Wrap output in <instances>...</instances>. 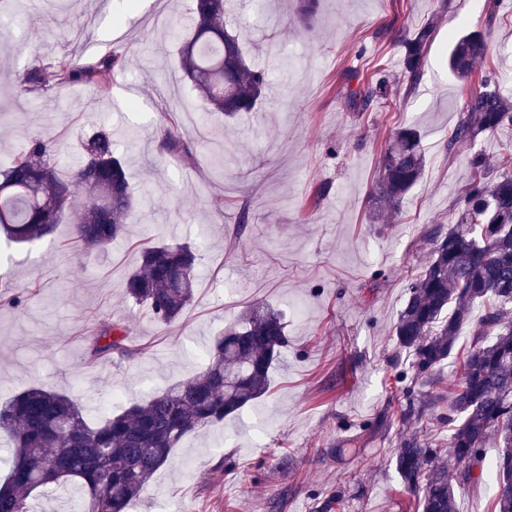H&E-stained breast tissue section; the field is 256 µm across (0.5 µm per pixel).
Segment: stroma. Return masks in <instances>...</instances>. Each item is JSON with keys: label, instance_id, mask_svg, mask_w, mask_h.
<instances>
[{"label": "stroma", "instance_id": "stroma-1", "mask_svg": "<svg viewBox=\"0 0 512 512\" xmlns=\"http://www.w3.org/2000/svg\"><path fill=\"white\" fill-rule=\"evenodd\" d=\"M252 60L269 65L257 111L228 121L205 115L176 54L192 0H11L0 6V164L30 137L55 145L61 175L82 160L101 127L143 205L129 236L104 249L74 242L71 220L18 248L0 245V401L39 386L70 396L90 423L145 401L204 367L211 339L257 301L279 311L288 346L268 393L239 414L186 437L128 512H316L343 487L346 512H408L390 460L399 427L398 374L412 357L393 326L406 275L420 268L435 228L453 225L469 178L467 159H497L512 127L449 146L467 87L446 53L462 31H489L487 62L512 96V0L488 19L483 0H322L314 25L293 22L289 0L259 10L237 0ZM126 22L112 23L116 14ZM433 23L423 78L392 87V106L350 108L360 76L384 63L402 71L396 30ZM124 55L107 96L71 84L24 90L16 75L65 55ZM418 122L427 148L421 183L397 216L367 218L380 149L399 125ZM136 128L128 140L123 132ZM177 142L164 146L166 138ZM252 221L238 232L236 217ZM202 249L198 295L172 325L123 296L145 243ZM127 328L132 357L90 364L87 329Z\"/></svg>", "mask_w": 512, "mask_h": 512}]
</instances>
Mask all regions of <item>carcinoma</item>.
Masks as SVG:
<instances>
[{"instance_id": "obj_1", "label": "carcinoma", "mask_w": 512, "mask_h": 512, "mask_svg": "<svg viewBox=\"0 0 512 512\" xmlns=\"http://www.w3.org/2000/svg\"><path fill=\"white\" fill-rule=\"evenodd\" d=\"M226 0H193L191 30L181 36L178 58L197 98L211 112L233 118L250 112L269 85V72L248 60L240 35L227 27ZM318 0H297V19L306 24ZM434 29L397 30L404 48L403 79L422 80ZM487 34L462 35L448 55V68L469 83L461 118L450 141L475 142L512 126V100L485 66ZM125 70L123 55L64 56L51 66L34 65L18 76L28 91L84 83L106 93ZM391 74L373 71L352 91L356 112L386 107ZM87 154L70 177L60 176L51 143L41 137L0 169V232L14 244L50 235L60 218L76 213L75 238L86 247L106 248L123 236L136 206L124 160L115 154L112 131L101 130L84 144ZM426 156L413 124L395 129L382 147L371 189L372 218L397 211L420 182ZM470 176L455 224L432 233L425 266L410 274L403 307L393 328L399 347L412 353L411 375L400 374L401 397L393 411L406 432L390 454L416 512H455L454 487L466 489L485 478V450L502 448L496 464L497 490L490 512H512V144L497 162L481 153L469 157ZM198 251L189 244L145 245L125 280V295L169 325L194 304ZM482 313L471 346L455 350L475 304ZM89 360L130 355L117 324L93 330ZM288 343L281 315L263 302L250 306L240 325L214 338L207 365L196 376L151 394L144 402L90 426L66 395L31 387L0 405V435L11 443L7 474L0 483V512H28L30 494L74 486L77 512H126L186 436L239 413L269 389L270 372ZM457 371L448 397L426 387L451 355ZM448 427L454 469L439 463L441 449L428 429ZM341 492L328 494L317 512H344Z\"/></svg>"}]
</instances>
